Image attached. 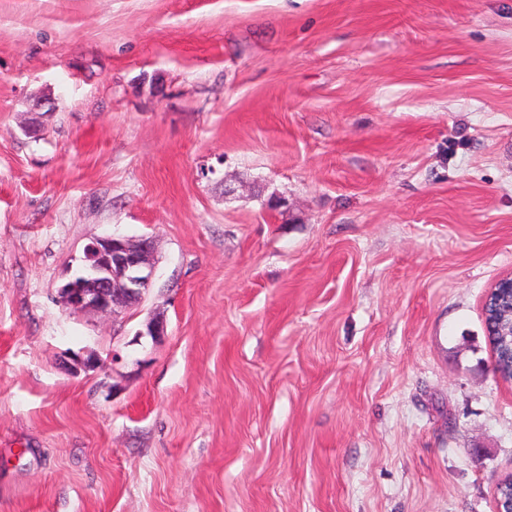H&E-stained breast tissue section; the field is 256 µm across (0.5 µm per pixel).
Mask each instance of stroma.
<instances>
[{
  "label": "stroma",
  "instance_id": "35a3bbf8",
  "mask_svg": "<svg viewBox=\"0 0 512 512\" xmlns=\"http://www.w3.org/2000/svg\"><path fill=\"white\" fill-rule=\"evenodd\" d=\"M510 272L512 0H0V512H496ZM154 240L112 232L92 239L83 251L78 275L57 290L73 315H113L137 305L155 275ZM492 303L493 317L486 320V317L489 315L487 307ZM504 303L509 305V309H507L508 313H505L504 316L507 314L510 315L511 336H495L497 334L496 311L501 309L500 305H504ZM483 311L485 326L490 332H487V335L496 338L494 347L492 348L496 355L494 364L496 375L501 378V373L497 369L498 362L504 373L503 380L512 381V274L501 277L491 286L484 300Z\"/></svg>",
  "mask_w": 512,
  "mask_h": 512
}]
</instances>
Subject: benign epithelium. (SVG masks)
<instances>
[{
  "label": "benign epithelium",
  "mask_w": 512,
  "mask_h": 512,
  "mask_svg": "<svg viewBox=\"0 0 512 512\" xmlns=\"http://www.w3.org/2000/svg\"><path fill=\"white\" fill-rule=\"evenodd\" d=\"M154 240L150 237L132 239L112 233L92 239L83 251L78 275L68 280L57 294L62 306L73 315L98 313L113 315L137 305L155 275ZM509 305L512 316V274L498 279L488 290L484 307L500 309ZM142 335L158 342L167 335L166 322L152 318ZM96 351L86 349L75 356V368L85 372L100 368Z\"/></svg>",
  "instance_id": "1"
}]
</instances>
